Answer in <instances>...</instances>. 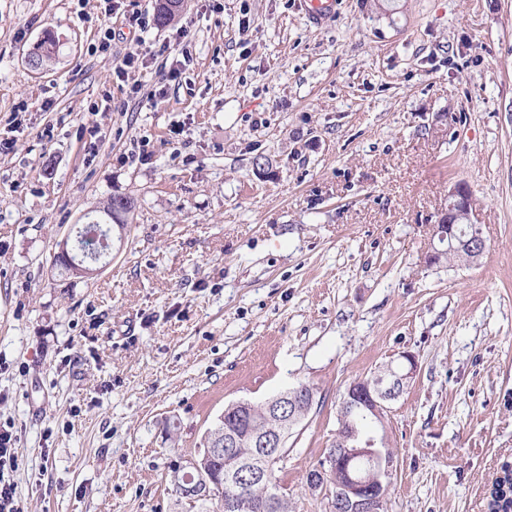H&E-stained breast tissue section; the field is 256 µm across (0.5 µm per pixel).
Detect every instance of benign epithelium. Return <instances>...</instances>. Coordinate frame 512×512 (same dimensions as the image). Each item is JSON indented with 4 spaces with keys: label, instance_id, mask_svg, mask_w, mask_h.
Listing matches in <instances>:
<instances>
[{
    "label": "benign epithelium",
    "instance_id": "7a95c632",
    "mask_svg": "<svg viewBox=\"0 0 512 512\" xmlns=\"http://www.w3.org/2000/svg\"><path fill=\"white\" fill-rule=\"evenodd\" d=\"M472 204L469 191L463 184L456 185L449 195L448 211L439 218L436 226L438 245L431 247L429 260L437 261L443 255L452 252L455 257L472 263L482 256L486 243L481 233L466 237L458 236L456 229L461 224L471 223ZM58 255L62 256L66 267L74 275L89 276L100 269L98 262L90 261L77 253L66 237L59 243ZM417 371V362L413 355L404 353L400 361L390 363L372 372L365 383V395L359 388L352 386L343 398L342 409L360 406L366 413L380 421L391 402L397 400L408 387ZM315 392L301 385L286 389L267 399L260 405L249 400H239L227 406L224 414L239 409L253 413L260 412L267 420V427L252 434V449L240 455L238 464L224 470V486L232 491L250 483L260 484L271 462L278 458L293 431L303 422L313 408ZM212 432L205 434L203 448L198 455L177 467L173 474L175 486L185 497L198 494L203 486H209L210 463L216 460L220 449L213 447ZM388 435L370 434L364 438L345 434L338 438V447L333 455L307 474L306 484L312 490L328 487L326 476L336 471V458L346 463L355 459L368 461V468L362 472L346 468L347 480L337 485L336 495L330 497V504L345 507L349 512H381L388 502L390 476L393 457L390 456Z\"/></svg>",
    "mask_w": 512,
    "mask_h": 512
}]
</instances>
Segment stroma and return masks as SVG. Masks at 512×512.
I'll list each match as a JSON object with an SVG mask.
<instances>
[{"label": "stroma", "instance_id": "obj_1", "mask_svg": "<svg viewBox=\"0 0 512 512\" xmlns=\"http://www.w3.org/2000/svg\"><path fill=\"white\" fill-rule=\"evenodd\" d=\"M300 2L185 0L162 26L157 0H0L1 476L24 512H201L173 467L229 403L300 384L279 492L329 512L306 475L342 398L405 353L387 512H488L512 461V0H338L319 29ZM458 184L485 252L428 262ZM114 195L123 241L61 275ZM58 255L62 256V258L65 261L66 267L70 269V272L73 275H83L84 277H86L96 273L97 270L101 268L100 266H98V263L100 262L86 259L82 257L79 253H77L69 237L64 238L59 243ZM58 255L55 256L54 258L55 264L61 262ZM17 435L12 430L0 427V511L22 512L19 506L16 487L11 482L1 479L4 470L13 469L16 465Z\"/></svg>", "mask_w": 512, "mask_h": 512}]
</instances>
